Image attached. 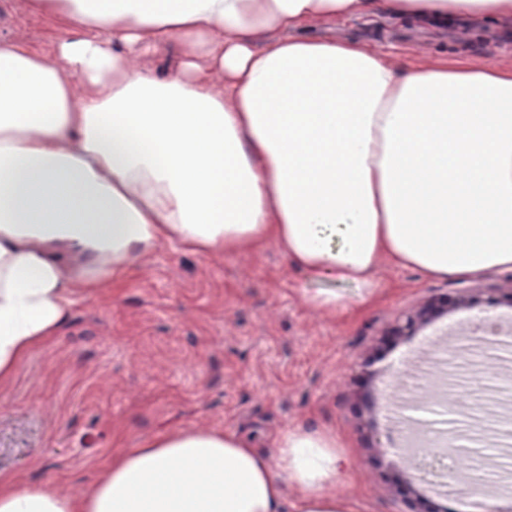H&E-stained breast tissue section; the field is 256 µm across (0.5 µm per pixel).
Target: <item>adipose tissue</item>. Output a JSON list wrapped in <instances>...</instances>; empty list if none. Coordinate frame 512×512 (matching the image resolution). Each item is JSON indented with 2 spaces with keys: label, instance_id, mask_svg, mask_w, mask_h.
<instances>
[{
  "label": "adipose tissue",
  "instance_id": "obj_1",
  "mask_svg": "<svg viewBox=\"0 0 512 512\" xmlns=\"http://www.w3.org/2000/svg\"><path fill=\"white\" fill-rule=\"evenodd\" d=\"M24 7L61 33L49 56L0 41V382L76 298L165 242L204 255L272 240L370 299L384 258L433 279L512 270V62L305 33L382 15L509 30L512 0ZM169 49L167 73L137 63ZM344 469L332 429L296 425L263 451L182 428L116 449L80 498L0 477V512H359L329 491Z\"/></svg>",
  "mask_w": 512,
  "mask_h": 512
}]
</instances>
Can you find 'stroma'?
Returning <instances> with one entry per match:
<instances>
[{"instance_id":"1","label":"stroma","mask_w":512,"mask_h":512,"mask_svg":"<svg viewBox=\"0 0 512 512\" xmlns=\"http://www.w3.org/2000/svg\"><path fill=\"white\" fill-rule=\"evenodd\" d=\"M22 4L0 0V37L51 52L57 24L27 15ZM469 29L464 22L448 33L425 28L409 40L407 23L383 15L311 31L422 61L439 54L512 59V31L480 27L477 52ZM374 280L381 296L367 303L359 285L309 277L273 242L212 255L162 244L135 261L119 286L77 301L57 338L0 383V475L27 486L50 477L61 493L80 496L95 487L118 444L137 448L180 428L248 430L265 441L296 425L331 427L344 441L351 471L337 478L336 496L359 503L361 512H404L410 490L430 512H457L453 495L418 483L400 460L406 435L385 411L414 403L413 379L431 376L436 345L470 347L488 383H468L457 363L444 365L442 380L481 420V444L495 447L486 459L490 470L512 481V439L497 437L512 422V347L447 331L449 320L480 312L505 323L512 271L489 276V289L475 293L471 306L389 341L383 334L403 313L454 295L462 283L385 259ZM321 290L343 297L347 311L331 316L310 306L308 297ZM434 326L444 331L436 345L428 341ZM398 369L408 382L397 398L383 396Z\"/></svg>"}]
</instances>
